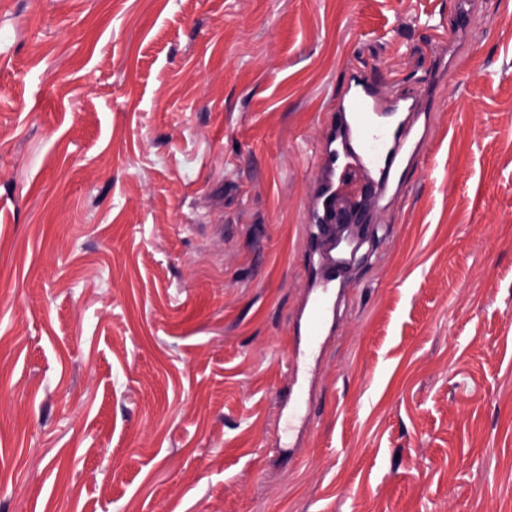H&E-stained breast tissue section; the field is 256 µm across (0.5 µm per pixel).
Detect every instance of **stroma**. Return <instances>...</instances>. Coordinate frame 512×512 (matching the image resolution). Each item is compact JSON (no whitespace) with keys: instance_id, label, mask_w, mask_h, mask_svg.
<instances>
[{"instance_id":"35a3bbf8","label":"stroma","mask_w":512,"mask_h":512,"mask_svg":"<svg viewBox=\"0 0 512 512\" xmlns=\"http://www.w3.org/2000/svg\"><path fill=\"white\" fill-rule=\"evenodd\" d=\"M0 0V512H512V0ZM447 67L279 416L323 111ZM474 4L471 0H458L455 2V15L453 22L448 26V32L445 28L440 29L437 26H433V30L437 31L438 37L448 35V42L454 44L462 35L464 27H466L467 20L470 17V7ZM469 6V8H466ZM441 30L442 32H438Z\"/></svg>"}]
</instances>
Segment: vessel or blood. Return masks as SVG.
<instances>
[{
	"instance_id": "vessel-or-blood-1",
	"label": "vessel or blood",
	"mask_w": 512,
	"mask_h": 512,
	"mask_svg": "<svg viewBox=\"0 0 512 512\" xmlns=\"http://www.w3.org/2000/svg\"><path fill=\"white\" fill-rule=\"evenodd\" d=\"M470 4L471 0H456L449 42L461 37ZM428 98L422 82L411 91L385 97L366 70L352 68L326 110L319 153L321 181L306 214L307 223L320 228L312 237L311 259L322 262L323 268L295 331V365L305 364L321 348L336 312V286L348 262L346 248L327 228L341 218L350 224L368 223L371 204L401 180L406 164L418 152L422 139L418 120Z\"/></svg>"
}]
</instances>
